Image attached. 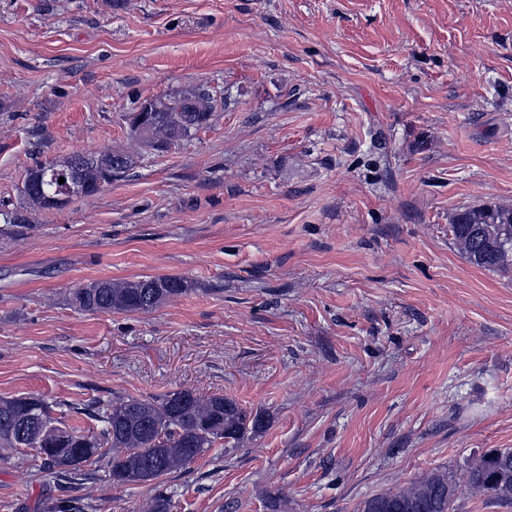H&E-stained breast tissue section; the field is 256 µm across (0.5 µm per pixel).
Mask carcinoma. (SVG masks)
<instances>
[{
    "label": "carcinoma",
    "instance_id": "1",
    "mask_svg": "<svg viewBox=\"0 0 512 512\" xmlns=\"http://www.w3.org/2000/svg\"><path fill=\"white\" fill-rule=\"evenodd\" d=\"M154 112L146 125H129V134L152 150H165L208 126L213 98L202 86L152 99ZM133 164L122 152H100L68 157L63 162H39L28 170L33 182L25 193L28 205L49 209L53 201L69 195V185L92 195ZM65 182L58 183L59 178ZM454 239L472 264L498 271L512 270V209L492 204L466 208L451 221ZM196 291V282L178 275L146 276L138 280H97L72 289L70 304L89 313H143L170 299ZM52 403L39 394L0 399V449L36 447L37 429L54 426ZM103 423L96 435L67 427L64 450L43 459L51 473L63 475L112 449L108 461L118 484H143L171 474L211 448L238 442L248 433L265 428L261 414H252L237 401L222 395L204 396L189 388L161 397L114 396L84 409ZM468 488L512 501V448H492L466 464ZM459 485L446 471L433 472L406 487L365 499L358 512H454Z\"/></svg>",
    "mask_w": 512,
    "mask_h": 512
}]
</instances>
